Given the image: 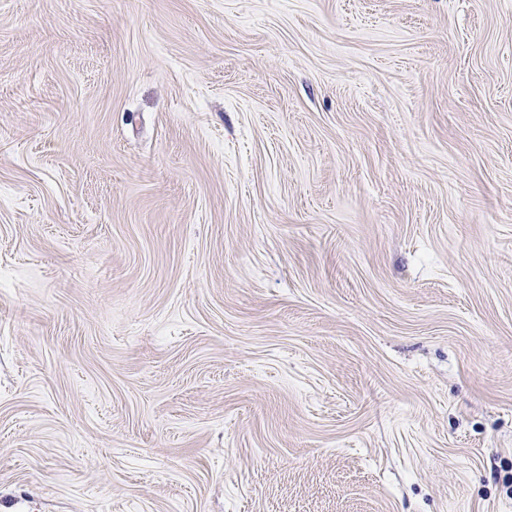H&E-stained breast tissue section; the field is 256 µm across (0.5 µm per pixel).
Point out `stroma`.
Masks as SVG:
<instances>
[{
	"instance_id": "35a3bbf8",
	"label": "stroma",
	"mask_w": 512,
	"mask_h": 512,
	"mask_svg": "<svg viewBox=\"0 0 512 512\" xmlns=\"http://www.w3.org/2000/svg\"><path fill=\"white\" fill-rule=\"evenodd\" d=\"M0 512H512V0H0Z\"/></svg>"
}]
</instances>
